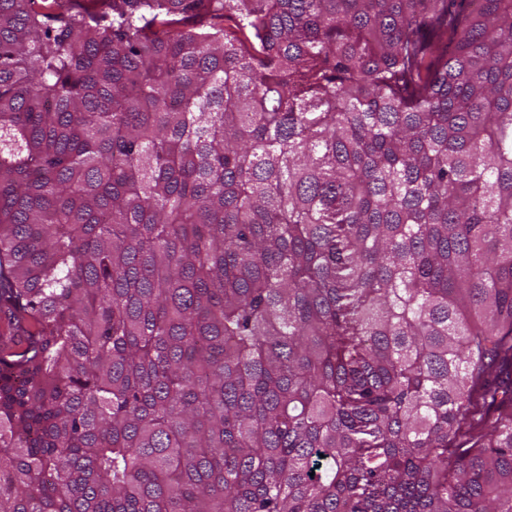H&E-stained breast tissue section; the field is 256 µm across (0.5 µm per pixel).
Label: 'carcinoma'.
<instances>
[{"label":"carcinoma","instance_id":"carcinoma-1","mask_svg":"<svg viewBox=\"0 0 512 512\" xmlns=\"http://www.w3.org/2000/svg\"><path fill=\"white\" fill-rule=\"evenodd\" d=\"M0 0V512H512V0Z\"/></svg>","mask_w":512,"mask_h":512}]
</instances>
